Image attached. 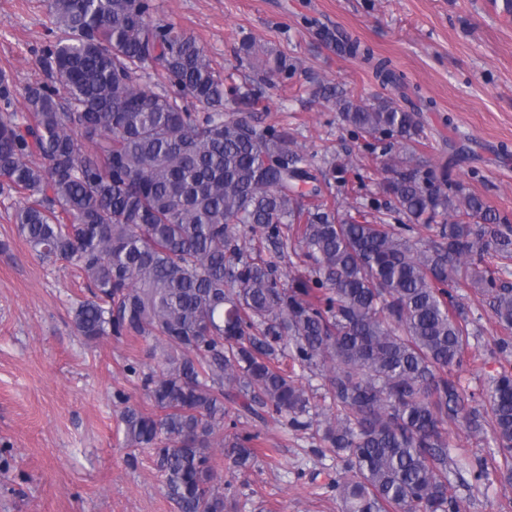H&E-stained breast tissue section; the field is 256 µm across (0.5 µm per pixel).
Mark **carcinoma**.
I'll return each mask as SVG.
<instances>
[{
	"label": "carcinoma",
	"mask_w": 512,
	"mask_h": 512,
	"mask_svg": "<svg viewBox=\"0 0 512 512\" xmlns=\"http://www.w3.org/2000/svg\"><path fill=\"white\" fill-rule=\"evenodd\" d=\"M44 2L56 33L37 63L50 81L26 87L25 117L0 75V195L21 198L13 222L36 258L83 278L78 335L140 339L159 358L127 364L151 411L127 405L121 420L128 448L157 454L180 512H224L216 455L237 470L257 457L255 435L224 443V420L310 428L305 370L327 380L315 435L342 463L332 488L344 512H461L451 425L493 434L475 481L490 462L511 480L512 371L479 408L453 371L477 332L458 289L477 288L512 333V285L487 265L512 260V222L417 155L421 112L336 100L343 125L390 156L382 191L408 223L370 221L325 196L351 161L323 159L320 180L317 154L256 116L268 81L297 60L246 39L237 54L253 74L241 80L175 23L154 22L153 0ZM341 45L401 83L359 41ZM415 224L427 239L407 236ZM246 231L275 247L288 236L305 274L283 280L241 246Z\"/></svg>",
	"instance_id": "1"
}]
</instances>
